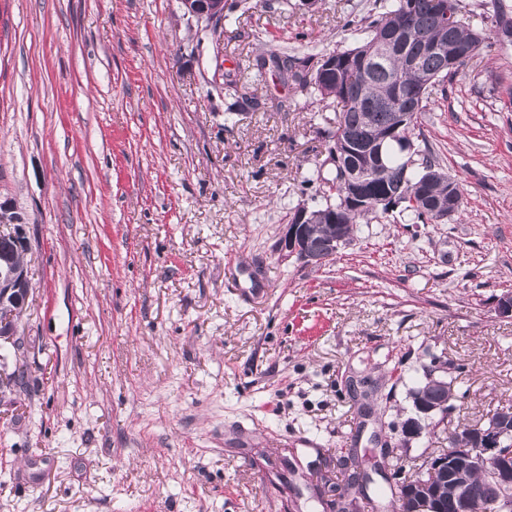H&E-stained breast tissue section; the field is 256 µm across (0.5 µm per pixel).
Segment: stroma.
I'll return each mask as SVG.
<instances>
[{"mask_svg":"<svg viewBox=\"0 0 512 512\" xmlns=\"http://www.w3.org/2000/svg\"><path fill=\"white\" fill-rule=\"evenodd\" d=\"M374 0H248L224 36L179 0H0V198L25 218L30 302L0 341V512H327L339 447L386 472L431 356L467 423L512 405V51L436 85L420 129L464 213L358 225L308 266L279 241L336 106L274 72L278 41L353 45ZM406 376L393 383L388 370Z\"/></svg>","mask_w":512,"mask_h":512,"instance_id":"35a3bbf8","label":"stroma"}]
</instances>
